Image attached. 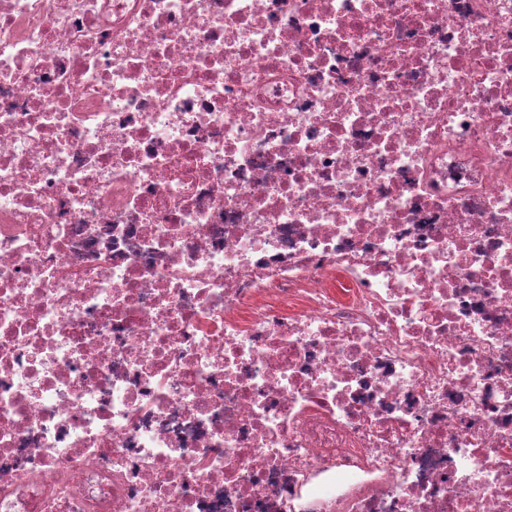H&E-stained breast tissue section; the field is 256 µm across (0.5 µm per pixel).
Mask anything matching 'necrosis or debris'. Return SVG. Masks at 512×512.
Listing matches in <instances>:
<instances>
[{
    "label": "necrosis or debris",
    "instance_id": "necrosis-or-debris-1",
    "mask_svg": "<svg viewBox=\"0 0 512 512\" xmlns=\"http://www.w3.org/2000/svg\"><path fill=\"white\" fill-rule=\"evenodd\" d=\"M0 512H512V0H0Z\"/></svg>",
    "mask_w": 512,
    "mask_h": 512
}]
</instances>
